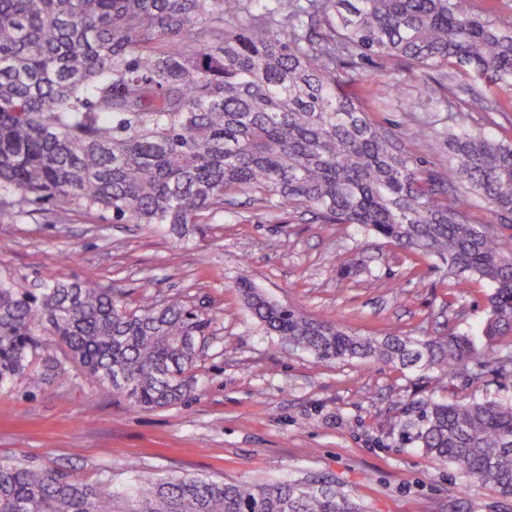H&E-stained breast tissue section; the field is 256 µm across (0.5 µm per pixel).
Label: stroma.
I'll return each instance as SVG.
<instances>
[{
	"instance_id": "obj_1",
	"label": "stroma",
	"mask_w": 512,
	"mask_h": 512,
	"mask_svg": "<svg viewBox=\"0 0 512 512\" xmlns=\"http://www.w3.org/2000/svg\"><path fill=\"white\" fill-rule=\"evenodd\" d=\"M435 70L377 58L342 72L349 92L390 87L371 119L425 168L447 152L448 104L423 87ZM428 124L429 134L413 131ZM62 258L46 264L45 252ZM350 224L309 211L270 217L240 195L221 218L201 217L183 242L144 224H116L76 206L0 212V273L30 281L80 279L141 294L178 295L212 319L198 388L186 402L145 411L77 367L50 384L38 376L0 392V459L18 458L85 482L123 483L129 465L151 476L208 475L228 482L332 480L364 512H512V497L466 481L404 431L432 393L512 401V373L438 382L434 373L371 359L319 361L292 349L251 314L247 282L307 316L374 332L479 336L488 285L444 286L438 269Z\"/></svg>"
}]
</instances>
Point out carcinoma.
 <instances>
[{
    "label": "carcinoma",
    "mask_w": 512,
    "mask_h": 512,
    "mask_svg": "<svg viewBox=\"0 0 512 512\" xmlns=\"http://www.w3.org/2000/svg\"><path fill=\"white\" fill-rule=\"evenodd\" d=\"M466 0H0V190L18 211L82 203L115 224H153L183 237L224 201L255 197L352 224L411 252L437 257L443 280L493 287L482 336L512 335V143L448 116L445 165L425 170L397 150L340 82L369 56L411 69L474 73L512 86V24ZM325 26L311 32L303 18ZM469 112L512 105L485 93ZM499 224H472L462 199ZM252 314L320 361L375 358L440 380L512 367L466 334L361 336L310 318L241 284ZM211 319L176 296L99 282L25 286L0 275V392L30 375L35 356L55 377L81 367L131 407L176 405L197 389L198 343ZM413 439L467 480L512 496V402L431 397L405 423ZM94 484L18 459H0V512H361L336 485L229 483L207 476Z\"/></svg>",
    "instance_id": "1"
}]
</instances>
